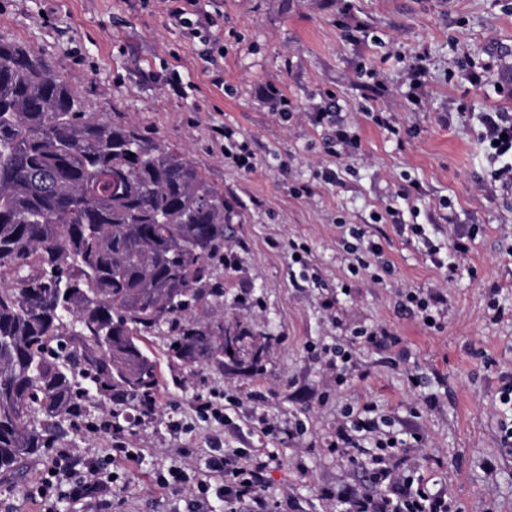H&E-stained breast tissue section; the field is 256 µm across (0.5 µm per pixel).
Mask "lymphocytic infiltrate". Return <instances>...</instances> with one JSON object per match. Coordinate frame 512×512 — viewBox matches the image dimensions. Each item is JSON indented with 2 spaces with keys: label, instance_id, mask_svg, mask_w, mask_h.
<instances>
[{
  "label": "lymphocytic infiltrate",
  "instance_id": "lymphocytic-infiltrate-1",
  "mask_svg": "<svg viewBox=\"0 0 512 512\" xmlns=\"http://www.w3.org/2000/svg\"><path fill=\"white\" fill-rule=\"evenodd\" d=\"M479 123V138L498 163L491 171L489 189L512 188V113L483 112ZM400 342V337L387 329L359 328L349 341L330 351L321 350L316 357L332 370L333 381L340 387L350 378L361 348L388 349ZM419 414V409H411L410 420L397 426L368 402L346 411L337 421L328 450L360 464L367 480L361 487L324 490V497L335 501L339 512H455L447 491L432 490L409 457L424 445V436L414 422ZM367 443L373 451L363 461L358 454ZM137 456V449L122 439L115 440L111 457L103 459L87 460L74 449H59L52 473L37 489L42 512H54L55 495L62 487L73 501L84 503L93 512L117 481L110 469L113 460ZM275 461L271 454L227 451L211 456L206 471L191 474L173 466L157 473L155 481L167 490L190 491L189 512H202L213 495L223 498L227 512H281V502L262 493L265 476Z\"/></svg>",
  "mask_w": 512,
  "mask_h": 512
}]
</instances>
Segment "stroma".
Returning <instances> with one entry per match:
<instances>
[{
  "mask_svg": "<svg viewBox=\"0 0 512 512\" xmlns=\"http://www.w3.org/2000/svg\"><path fill=\"white\" fill-rule=\"evenodd\" d=\"M170 8L169 0H0L1 38L33 47L87 111L179 147L232 214L235 264L222 272L223 299L202 312L236 317L251 334L237 361L219 366L171 360V338L161 332L147 342L155 413L143 416L129 397L87 406V427L67 437L69 447L110 455L111 433L89 427L111 420L140 450L115 463L117 489L100 512H187L188 494L153 480L177 463L176 445L192 449L189 465L199 470L216 445L274 453L266 494L287 498L286 512H327L321 490L361 484L363 472L324 441L344 407L366 401L398 422L420 407V463L458 512L488 504L512 512V444L503 438L512 407L499 401L500 376L512 374V190L486 195L490 163L478 122L487 110L512 113V0H199L182 20ZM420 52L428 73L411 106L405 65ZM472 70L485 71L481 87L467 81ZM270 84L288 98V117L265 101ZM327 92L360 136L354 156L329 153L331 132L312 118ZM373 112L392 113L399 135L372 122ZM226 126L254 154L253 170L225 161ZM328 170L335 180H325ZM412 183L417 192L402 198ZM392 208L424 225L425 238L398 232ZM452 223L473 225L475 237L465 273L453 280L428 257L429 246L447 250ZM349 225L380 243L391 276L352 279L341 243ZM292 239L311 248L301 288L290 281ZM428 288L448 295L437 330L397 310L401 292ZM493 297L505 310L498 321L488 314ZM328 299L334 312L324 308ZM363 327L399 336L403 360L394 366L388 351L362 350L359 375L327 392L312 348ZM410 368L424 373V387L409 386ZM224 391L238 398L226 408L228 424L197 413L200 400ZM431 396L433 410L424 406ZM256 412L277 419L281 432L264 434ZM295 419L305 434L287 433ZM173 423L182 427L176 439ZM51 462L27 461L18 481L0 475V512H40L35 492Z\"/></svg>",
  "mask_w": 512,
  "mask_h": 512,
  "instance_id": "35a3bbf8",
  "label": "stroma"
}]
</instances>
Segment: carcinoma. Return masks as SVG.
Wrapping results in <instances>:
<instances>
[{"instance_id": "cac0c4a2", "label": "carcinoma", "mask_w": 512, "mask_h": 512, "mask_svg": "<svg viewBox=\"0 0 512 512\" xmlns=\"http://www.w3.org/2000/svg\"><path fill=\"white\" fill-rule=\"evenodd\" d=\"M224 192L179 149L85 110L29 45L0 38V473L59 448L90 399L157 386L145 342L224 364Z\"/></svg>"}]
</instances>
